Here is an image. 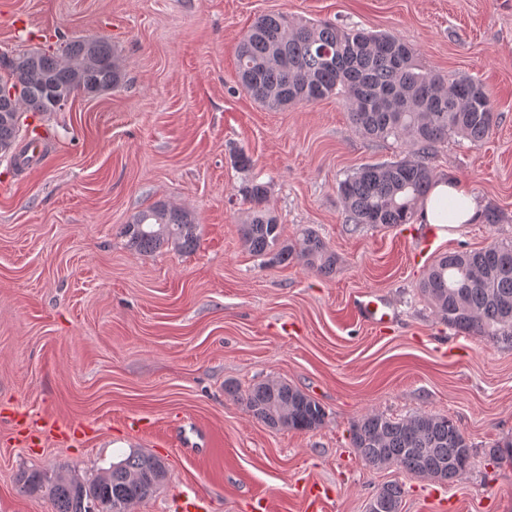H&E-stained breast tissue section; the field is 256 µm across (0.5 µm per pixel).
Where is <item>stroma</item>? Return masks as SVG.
<instances>
[{
  "label": "stroma",
  "mask_w": 512,
  "mask_h": 512,
  "mask_svg": "<svg viewBox=\"0 0 512 512\" xmlns=\"http://www.w3.org/2000/svg\"><path fill=\"white\" fill-rule=\"evenodd\" d=\"M277 13L391 32L422 69L484 83L497 127L477 146L449 138L430 164L503 223L351 231L339 180L409 150L364 137L336 98L272 111L240 87L238 43ZM78 37L111 43L123 83L34 115L48 147L28 168L0 153V512H54L19 490L20 470L89 477L133 449L168 468L134 512H175L188 490L216 512H255L258 498L308 512L321 487L318 512H365L392 482L401 512H512V464L489 455L512 440V349L449 328L419 291L440 254L512 241V0H0V52ZM251 180L268 184L284 238L319 233L335 275L247 250ZM158 201L195 215V251L128 246L123 225ZM365 294L389 305V329L357 317ZM265 380L313 397L324 424L255 419L243 397ZM368 413L448 415L470 470L448 484L369 466L349 441Z\"/></svg>",
  "instance_id": "1"
}]
</instances>
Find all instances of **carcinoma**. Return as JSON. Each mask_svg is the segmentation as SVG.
I'll list each match as a JSON object with an SVG mask.
<instances>
[{"label":"carcinoma","mask_w":512,"mask_h":512,"mask_svg":"<svg viewBox=\"0 0 512 512\" xmlns=\"http://www.w3.org/2000/svg\"><path fill=\"white\" fill-rule=\"evenodd\" d=\"M415 57L416 49L392 33L321 22L296 25L283 14L259 17L239 41L241 87L261 106L280 110L336 97L361 134L392 138L413 154L365 165L338 183L345 221L355 232L411 223L434 181L429 159L437 145L451 135L478 144L496 126L493 97L482 82L470 77L447 82L422 70ZM75 72L94 96L124 78L103 38L70 40L59 57L37 49L0 52V81L20 91L15 98L0 96V143L14 148L20 140L21 131L7 120L10 113L57 111V99L70 92ZM267 194L268 186L256 180L243 188L251 212L239 233L248 250L269 264L300 257L321 275L333 273L336 256L316 231L306 229L293 242L282 238L281 225L265 207ZM123 234L139 253L163 247L190 252L199 241V224L192 213L157 202L134 214ZM419 290L449 328L512 348V242L440 256ZM244 401L249 413L272 429L310 431L325 419L319 402L286 382H258ZM349 439L374 468L395 464L427 478L443 472L452 483L457 470L471 465V444L444 414L396 420L369 413L352 424ZM166 477L160 458L132 449L90 478L60 468L27 469L18 473L17 483L25 492L47 496L54 512H133ZM403 494L402 486L385 485L380 512H401Z\"/></svg>","instance_id":"cac0c4a2"}]
</instances>
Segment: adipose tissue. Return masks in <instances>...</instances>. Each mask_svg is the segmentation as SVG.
Listing matches in <instances>:
<instances>
[{
	"instance_id": "adipose-tissue-1",
	"label": "adipose tissue",
	"mask_w": 512,
	"mask_h": 512,
	"mask_svg": "<svg viewBox=\"0 0 512 512\" xmlns=\"http://www.w3.org/2000/svg\"><path fill=\"white\" fill-rule=\"evenodd\" d=\"M479 217L475 197L453 179L438 181L432 187L421 214L425 224H470Z\"/></svg>"
}]
</instances>
